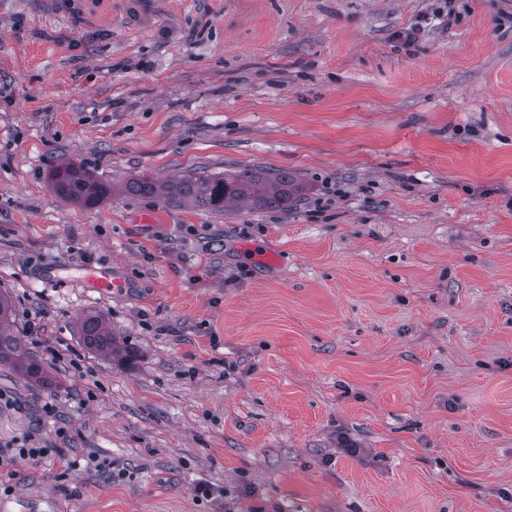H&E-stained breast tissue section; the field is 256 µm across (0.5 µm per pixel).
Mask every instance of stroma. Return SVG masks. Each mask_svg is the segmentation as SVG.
I'll list each match as a JSON object with an SVG mask.
<instances>
[{"label": "stroma", "instance_id": "35a3bbf8", "mask_svg": "<svg viewBox=\"0 0 512 512\" xmlns=\"http://www.w3.org/2000/svg\"><path fill=\"white\" fill-rule=\"evenodd\" d=\"M0 292V512H512V0H0ZM51 179L55 191L68 201L90 204L99 202L107 195V189L80 164L68 163L56 168ZM125 190L132 196H159L169 202L184 201L221 212L241 200H247L255 210L287 207L298 187L286 172L252 169L221 176L190 171L166 184L142 175L132 179ZM78 270L86 287L101 293L110 292L116 283V280L112 279V271L109 269H100L90 264H84L79 266ZM14 361L20 369L33 379L44 376L42 366L25 356L12 329V304L8 296L0 293V362ZM84 343L93 351L112 357L121 354L112 331L97 315H86L81 322V334Z\"/></svg>", "mask_w": 512, "mask_h": 512}]
</instances>
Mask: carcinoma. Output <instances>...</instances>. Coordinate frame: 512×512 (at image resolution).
<instances>
[{
	"label": "carcinoma",
	"mask_w": 512,
	"mask_h": 512,
	"mask_svg": "<svg viewBox=\"0 0 512 512\" xmlns=\"http://www.w3.org/2000/svg\"><path fill=\"white\" fill-rule=\"evenodd\" d=\"M51 179L55 191L68 201L90 204L107 195V189L96 180L93 173L79 164L68 163L56 168ZM126 192L132 196H159L169 202H189L221 212L241 200L248 201L255 210L286 207L298 192V187L286 172L273 174L252 169L221 176L190 171L180 179L166 184H159L152 177L142 175L126 185ZM81 336L84 343L95 352L109 357L121 354V347L114 334L96 315L84 316ZM4 360L14 361L33 379L44 376L42 366L23 353L12 329L11 300L0 293V362Z\"/></svg>",
	"instance_id": "cac0c4a2"
}]
</instances>
